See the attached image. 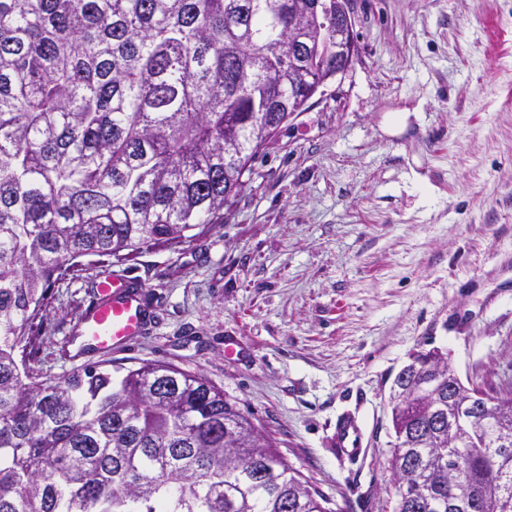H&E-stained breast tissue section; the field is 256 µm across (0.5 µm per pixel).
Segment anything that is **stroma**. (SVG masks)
Returning a JSON list of instances; mask_svg holds the SVG:
<instances>
[{
  "mask_svg": "<svg viewBox=\"0 0 512 512\" xmlns=\"http://www.w3.org/2000/svg\"><path fill=\"white\" fill-rule=\"evenodd\" d=\"M358 57L192 242L86 257L34 321L39 379L162 362L224 391L333 512H394L389 394L417 351L512 391V0H352ZM153 319L74 359L106 274ZM238 343L225 352L227 339ZM366 452L337 454L338 416Z\"/></svg>",
  "mask_w": 512,
  "mask_h": 512,
  "instance_id": "obj_1",
  "label": "stroma"
}]
</instances>
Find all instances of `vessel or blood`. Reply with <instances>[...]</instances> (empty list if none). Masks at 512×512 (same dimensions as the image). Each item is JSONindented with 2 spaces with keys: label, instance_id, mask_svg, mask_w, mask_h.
<instances>
[{
  "label": "vessel or blood",
  "instance_id": "vessel-or-blood-1",
  "mask_svg": "<svg viewBox=\"0 0 512 512\" xmlns=\"http://www.w3.org/2000/svg\"><path fill=\"white\" fill-rule=\"evenodd\" d=\"M97 292V299L82 312L74 329L79 341L76 354L81 358L127 346L141 336L148 320L147 308L130 279L106 276L99 281ZM335 446L348 456L363 453L365 434L355 418L337 421Z\"/></svg>",
  "mask_w": 512,
  "mask_h": 512
}]
</instances>
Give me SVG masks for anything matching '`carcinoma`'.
I'll use <instances>...</instances> for the list:
<instances>
[{
  "label": "carcinoma",
  "instance_id": "carcinoma-1",
  "mask_svg": "<svg viewBox=\"0 0 512 512\" xmlns=\"http://www.w3.org/2000/svg\"><path fill=\"white\" fill-rule=\"evenodd\" d=\"M290 0H0V512H332L201 375L148 363L43 383L33 321L80 259L190 243L334 59ZM415 369L400 382L418 384ZM448 386L392 409L396 512H512V447L477 415L448 446Z\"/></svg>",
  "mask_w": 512,
  "mask_h": 512
}]
</instances>
